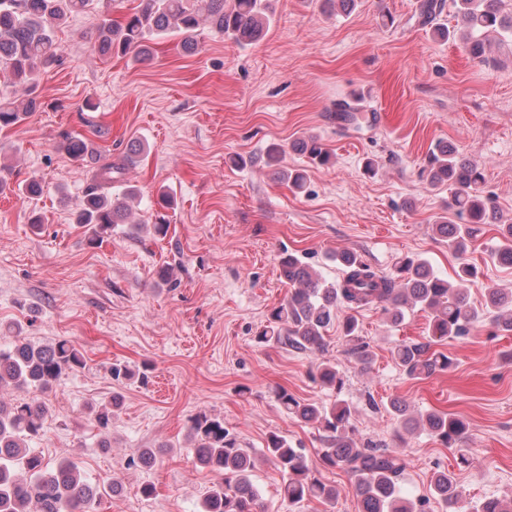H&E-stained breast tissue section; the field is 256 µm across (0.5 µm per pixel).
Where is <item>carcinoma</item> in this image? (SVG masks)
<instances>
[{
	"instance_id": "obj_1",
	"label": "carcinoma",
	"mask_w": 512,
	"mask_h": 512,
	"mask_svg": "<svg viewBox=\"0 0 512 512\" xmlns=\"http://www.w3.org/2000/svg\"><path fill=\"white\" fill-rule=\"evenodd\" d=\"M96 0H0V73L11 84L30 90L37 72L59 60L60 48L55 29L76 13L91 9ZM457 24L448 27L442 19L445 0H423L420 5L423 24L430 26L432 37L459 40L470 56L484 63L497 62L492 56V41L503 44L512 38V14L501 13L500 0H453ZM273 19L271 0H141L135 11L123 20L103 19L95 34V49L102 55L135 53L136 61L153 58L152 41L168 35L181 37L183 46L193 50L202 28L243 45L259 41ZM37 107L30 96L0 99V127L16 125ZM358 108L347 101L336 104V118L356 124ZM312 166L330 164L332 154L315 137L294 143ZM144 146H130L118 163L110 155L93 148L81 137L65 136L64 150L76 161L91 159L92 175L82 200L74 211L77 224L92 229V241L103 239L117 224L132 223L131 202L139 196L134 185L117 184L113 174L133 167ZM284 149L270 145L263 158L295 190L305 188V169H284ZM420 176L435 188H448V209L456 216H467L457 224L442 216L434 224L438 236L448 241V248L462 256L469 244L483 234L484 225L496 223L495 206L483 194L484 174L476 163L463 157L450 143H439L429 151ZM500 241L491 252L494 263L512 267V224L498 225ZM341 266L342 279L327 282L320 273L296 255L280 258L281 275L289 285L284 302L275 307L267 324L257 333L261 344L286 345L310 355L323 353L326 333L336 324L342 308H381L388 321L397 326L406 314L419 308L428 313L427 336L423 340L404 341L391 350L394 363L410 380H425L453 368L447 354L433 346L453 337L467 336L489 318L497 331L512 334V292L486 291L484 304L472 305L466 283L477 271L462 263L456 278L449 280L436 272L425 258L402 257L390 274H379L348 250L334 254ZM340 324L343 339L350 345L362 368H367L368 344L360 334L357 318L348 314ZM86 365L75 345L66 339L51 344L31 341L24 336L0 338V392L24 389L46 393L69 374ZM116 381L148 376L124 363L110 366ZM323 388L341 392L344 380L335 365L321 362L312 375ZM283 411L304 422L317 424L322 431L319 458L327 467L340 468L353 478V493L359 512H428V502L413 501L402 494L400 479L406 468L405 456L390 448H376L359 443L351 406L338 399L330 406H319L296 398L285 389L277 392ZM120 408L118 396L106 403L89 406L97 427L104 433L100 447L109 448L105 436L112 416ZM389 411L398 427L410 433L422 429L457 453L459 463H468L461 444L469 433V423L462 417L437 410L414 413L399 397L389 401ZM52 408L46 401L6 403L0 401V512H92L102 488L93 483L72 460L49 466L31 450L29 442L43 431ZM188 438L194 443L196 463L214 473L217 481L203 501V512H264L258 489L252 482L254 461L236 438L224 429V422L201 413L193 419ZM265 456L284 475L283 498L293 507L306 501L334 503L339 489L324 483L308 463L304 449L294 448L282 435L272 432L266 441ZM157 460V450L144 448L128 461L130 467H150ZM433 494L443 506L461 501L460 486L450 472L438 471L433 480ZM475 512H512V498H486Z\"/></svg>"
}]
</instances>
